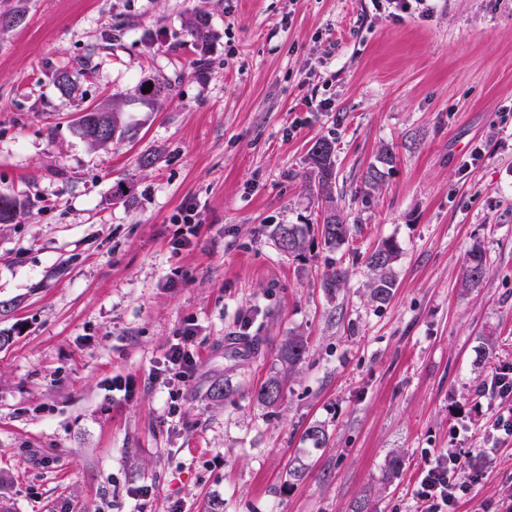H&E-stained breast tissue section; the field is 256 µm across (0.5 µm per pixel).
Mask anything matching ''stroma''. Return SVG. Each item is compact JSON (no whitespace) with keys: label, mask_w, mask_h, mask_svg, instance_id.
Segmentation results:
<instances>
[{"label":"stroma","mask_w":512,"mask_h":512,"mask_svg":"<svg viewBox=\"0 0 512 512\" xmlns=\"http://www.w3.org/2000/svg\"><path fill=\"white\" fill-rule=\"evenodd\" d=\"M8 10L0 195L21 209L0 224V512H354L364 498L415 512L421 473L459 446L483 465L452 512L512 501V436L497 429L512 394L491 390L512 370V0H0ZM196 10L213 33L202 53L184 27ZM145 74L170 96L127 108L134 138L90 150L80 113ZM321 138L351 226L333 251L306 179ZM372 165L384 177L369 191ZM279 224L309 225L299 255L279 249ZM385 239L396 288L377 303L365 258ZM476 245L486 274L465 288ZM339 263L349 278L331 294L321 281ZM189 328L194 371L156 375ZM292 333L306 350L271 408L257 392ZM314 424L320 448L304 439Z\"/></svg>","instance_id":"obj_1"}]
</instances>
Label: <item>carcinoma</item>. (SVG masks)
Returning <instances> with one entry per match:
<instances>
[{
    "mask_svg": "<svg viewBox=\"0 0 512 512\" xmlns=\"http://www.w3.org/2000/svg\"><path fill=\"white\" fill-rule=\"evenodd\" d=\"M185 28L197 46L206 47L212 38L210 21L206 14L195 12L186 18ZM170 85L153 76L139 80L136 87V100L146 106H154L168 97ZM121 102L114 100L107 104L97 105L87 111L76 122V132L92 149L107 147L113 140L121 123ZM102 117L110 127V135L91 138L89 129L97 118ZM310 173L308 183L311 190L324 203L325 216L321 227L324 245L336 249L344 244L350 234V225L344 217L336 212V172L334 148L327 139L318 140L308 154ZM18 203L14 199L0 197V224L11 223L17 215ZM277 242L288 240L282 252L289 255L301 252L305 246V233L298 224H279L274 230ZM398 257V248L391 239L383 241L366 257V266L372 273L369 297L375 302L384 303L393 295L395 276L393 264ZM486 272V264L482 250L473 247L466 260L464 285H473L480 281ZM349 271L342 265L330 268L324 275L321 287L328 292L344 287ZM305 340L300 335L288 337L281 353V369L271 374L258 391V400L267 407H274L282 397L288 379L295 373L297 365L305 353Z\"/></svg>",
    "mask_w": 512,
    "mask_h": 512,
    "instance_id": "1",
    "label": "carcinoma"
}]
</instances>
